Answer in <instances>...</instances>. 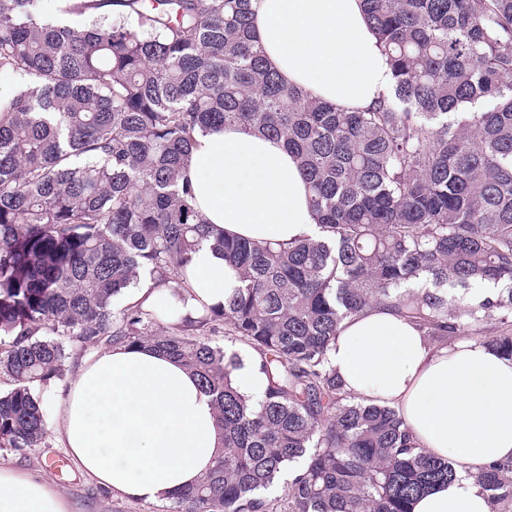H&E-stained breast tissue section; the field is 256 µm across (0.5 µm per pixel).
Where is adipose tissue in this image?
Wrapping results in <instances>:
<instances>
[{
  "instance_id": "obj_1",
  "label": "adipose tissue",
  "mask_w": 512,
  "mask_h": 512,
  "mask_svg": "<svg viewBox=\"0 0 512 512\" xmlns=\"http://www.w3.org/2000/svg\"><path fill=\"white\" fill-rule=\"evenodd\" d=\"M255 37L283 82L347 110L374 104L393 83L362 0H257ZM187 174L215 232L289 242L314 234L306 180L282 141L238 126L196 131ZM239 285L211 241L180 288L143 280L132 303L198 318ZM328 361L345 392L395 409L420 447L456 463L454 480L411 512H492L474 479L512 459V360L468 339L433 343L393 308L344 320ZM56 442L112 496L168 501L223 449L213 402L191 372L150 345L115 346L82 361L57 408ZM0 512H70L32 473L0 465Z\"/></svg>"
}]
</instances>
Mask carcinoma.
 Returning <instances> with one entry per match:
<instances>
[{"instance_id":"carcinoma-1","label":"carcinoma","mask_w":512,"mask_h":512,"mask_svg":"<svg viewBox=\"0 0 512 512\" xmlns=\"http://www.w3.org/2000/svg\"><path fill=\"white\" fill-rule=\"evenodd\" d=\"M394 82L344 111L286 87L255 40L253 0H82V28L40 0H0V448L48 438L34 390L73 351L150 343L198 377L224 455L169 512H409L456 477L396 410L346 395L327 352L340 324L387 304L435 343L476 334L512 359V0H363ZM282 140L310 184L321 235L224 237L240 285L220 309L164 329L118 296L178 283L209 226L186 174L196 130ZM488 283L495 297L475 289ZM267 385L234 387L238 352ZM289 471L284 496L271 489ZM512 512V461L476 476ZM40 5L46 19L55 21L62 18L75 27L83 26L96 17V14L92 11L80 12L78 10L69 15L61 16L57 10L58 0H41ZM240 365L232 370V378L241 392L253 400L260 399L266 388V377L260 371V358L251 349L239 351Z\"/></svg>"}]
</instances>
